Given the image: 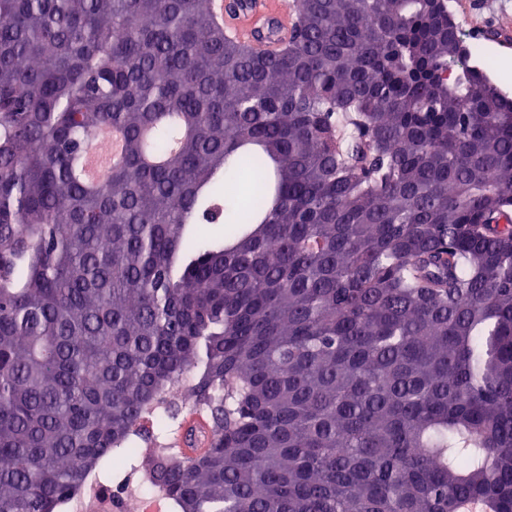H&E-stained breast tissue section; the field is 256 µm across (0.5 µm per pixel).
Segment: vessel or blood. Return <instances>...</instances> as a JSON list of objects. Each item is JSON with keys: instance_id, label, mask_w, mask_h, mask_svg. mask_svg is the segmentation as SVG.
Returning a JSON list of instances; mask_svg holds the SVG:
<instances>
[{"instance_id": "1", "label": "vessel or blood", "mask_w": 512, "mask_h": 512, "mask_svg": "<svg viewBox=\"0 0 512 512\" xmlns=\"http://www.w3.org/2000/svg\"><path fill=\"white\" fill-rule=\"evenodd\" d=\"M211 6L229 36L258 51L274 49L288 38L292 28L287 15L276 9L274 0H211ZM271 24L276 27L274 37H262V30Z\"/></svg>"}]
</instances>
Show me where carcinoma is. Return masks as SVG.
I'll list each match as a JSON object with an SVG mask.
<instances>
[{
	"label": "carcinoma",
	"instance_id": "1",
	"mask_svg": "<svg viewBox=\"0 0 512 512\" xmlns=\"http://www.w3.org/2000/svg\"><path fill=\"white\" fill-rule=\"evenodd\" d=\"M289 7L0 0V512H512V101L448 0ZM276 0H211L214 14L224 23L226 33L252 46L257 51H267L288 38L294 20L280 13L274 6ZM275 22L276 33L272 38H260L259 33ZM146 478L139 476L130 479L123 486L110 489H96L87 491L73 497L68 505L70 512H112L120 507L124 510L135 512H149L146 509L153 504L159 507V499L162 501L160 489H156L149 498L143 496L139 491Z\"/></svg>",
	"mask_w": 512,
	"mask_h": 512
}]
</instances>
